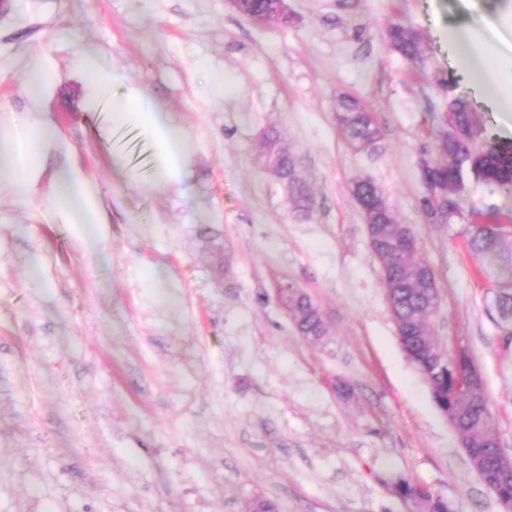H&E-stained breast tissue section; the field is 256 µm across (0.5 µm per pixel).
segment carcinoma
<instances>
[{
	"label": "carcinoma",
	"instance_id": "1",
	"mask_svg": "<svg viewBox=\"0 0 512 512\" xmlns=\"http://www.w3.org/2000/svg\"><path fill=\"white\" fill-rule=\"evenodd\" d=\"M238 8L247 15L264 17L271 10V2L240 0ZM388 40L390 46L406 58L418 54L415 35L399 25L389 28ZM336 122L352 150H376L379 129L371 113L356 98L339 99ZM482 132L467 100L457 98L448 105L436 141L437 159L421 164V179L427 189L423 208L434 224H451L456 220L466 223L470 248L493 258L508 249L504 241L505 225L469 221L461 205V196L466 191L464 174H470L478 183L511 189L512 142L490 140L483 137ZM263 141L294 208L307 212L312 197L299 174L293 152L275 129L265 132ZM352 194L362 217L372 225L376 235L382 282L391 299L390 312L405 352L429 383L435 403L467 455L483 459V465L476 470L480 479L497 496L505 512H512V473L504 472L501 467L504 452L489 428L483 382L473 381L477 369L472 360L454 364L453 358L440 349L431 335L439 295L427 277V264L417 255L412 230L396 220L383 191L373 179H357ZM283 300L302 335L312 338L324 335L322 316L309 297L291 288ZM495 306L494 322L504 335L512 337V282L498 290ZM399 493L415 503L423 502L427 512H450L447 501L405 480L399 484Z\"/></svg>",
	"mask_w": 512,
	"mask_h": 512
}]
</instances>
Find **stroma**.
Listing matches in <instances>:
<instances>
[{"label":"stroma","mask_w":512,"mask_h":512,"mask_svg":"<svg viewBox=\"0 0 512 512\" xmlns=\"http://www.w3.org/2000/svg\"><path fill=\"white\" fill-rule=\"evenodd\" d=\"M502 2L288 0L287 25L260 26L227 0H0V111L45 113L60 133L31 193L0 183V512H249L257 498L276 512H415L403 479L451 512H504L401 345L352 196L374 179L411 227L440 296L435 339L471 356L512 456V344L492 321L512 256L431 223L419 173L454 98L487 136L512 137L449 36ZM394 24L418 35L419 58L389 48ZM81 48L190 135L181 189L157 187L150 145L113 137L105 105L87 103ZM40 60L56 80L36 101L25 76ZM344 95L371 112L374 154L340 132ZM269 127L299 158L307 213L265 168ZM63 165L94 188L104 224L56 220ZM462 206L497 212L512 245V191L473 183ZM285 285L318 307L321 339L300 334Z\"/></svg>","instance_id":"obj_1"}]
</instances>
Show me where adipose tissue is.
Listing matches in <instances>:
<instances>
[{
    "label": "adipose tissue",
    "instance_id": "1",
    "mask_svg": "<svg viewBox=\"0 0 512 512\" xmlns=\"http://www.w3.org/2000/svg\"><path fill=\"white\" fill-rule=\"evenodd\" d=\"M454 40L460 59L473 71L479 92L489 93L495 111L512 112V11L499 12L483 26L462 29ZM87 85V100L111 95L107 120L113 130H137L150 144L158 183L181 187L187 177L193 144L163 104L145 88L129 81L97 51L87 48L76 61ZM59 139L55 125L41 118L18 122L0 114V181L27 194L38 182L44 154ZM53 208L66 224H98L102 216L96 195L80 171L63 167L56 175Z\"/></svg>",
    "mask_w": 512,
    "mask_h": 512
}]
</instances>
